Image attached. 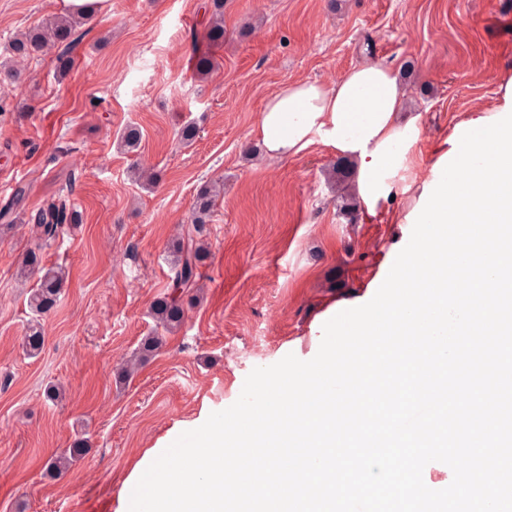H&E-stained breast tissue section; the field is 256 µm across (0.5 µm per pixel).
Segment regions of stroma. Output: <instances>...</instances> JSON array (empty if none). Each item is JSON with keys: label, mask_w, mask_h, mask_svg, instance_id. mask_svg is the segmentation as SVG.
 <instances>
[{"label": "stroma", "mask_w": 512, "mask_h": 512, "mask_svg": "<svg viewBox=\"0 0 512 512\" xmlns=\"http://www.w3.org/2000/svg\"><path fill=\"white\" fill-rule=\"evenodd\" d=\"M67 6L0 0V63L15 35ZM212 11V0H108L78 28L67 69L50 54L0 81V182L10 185L0 207L14 206L0 220V512H117L148 449L237 412L260 381L315 356V318L386 275L402 200L388 220L340 211L357 177L331 179L339 156L318 143L285 160L251 157V131L282 83H330L368 61L402 72L404 112L421 128L402 186L427 179L434 146L497 102L512 67V0H224L216 46L201 40ZM198 50L216 61L212 74L195 72ZM187 125L199 130L189 145ZM129 126L142 136L135 157L116 142ZM137 157L153 167V188L133 174ZM217 179L199 298L162 332L151 307L167 292L170 244ZM61 193L76 220L42 260L68 280L39 316L28 304L36 278L20 274L26 224ZM34 321L44 344L31 357ZM157 333L162 347L118 380L122 360ZM80 438L75 465L47 469Z\"/></svg>", "instance_id": "35a3bbf8"}]
</instances>
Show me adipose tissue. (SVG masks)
<instances>
[{"instance_id":"obj_1","label":"adipose tissue","mask_w":512,"mask_h":512,"mask_svg":"<svg viewBox=\"0 0 512 512\" xmlns=\"http://www.w3.org/2000/svg\"><path fill=\"white\" fill-rule=\"evenodd\" d=\"M405 93L397 70L380 62L353 67L336 82L294 81L269 95L252 130L267 157L285 159L319 143L359 161L358 188L363 208L376 215L393 193V169L420 139L417 118L401 120ZM432 177L405 187L406 205L401 223L416 230L402 242L387 279L373 280L367 293L340 308H329L319 327L323 355L319 361L285 369L276 378L255 386L251 401L235 415H224L200 425L185 448L148 451L127 478V493L119 512H224V493L236 489L241 470L254 455L242 434L259 418L288 415L289 396L322 389L343 396L350 384L344 376H326L335 365L337 348H351L376 335L375 323L385 312L401 314L406 326L391 330L389 339L406 342L430 327L437 345L434 367L448 362V339L457 335L468 317L464 302L445 306L441 286L425 289L426 301L417 304L408 289L421 264L436 251L452 249L466 257L481 222L511 224L512 209L500 206L466 213L449 208V200L492 190L495 198H512V75L500 85V100L472 112L434 150ZM394 359L402 368L401 400L385 426L393 448L403 461L395 483L399 512H421L419 484L413 472L430 457L433 448L420 444L413 423L415 385L419 380L409 351ZM311 433L321 440L298 460L305 475L294 493L318 487L326 472L338 471L337 447H349V437H337L336 420L326 402L309 408Z\"/></svg>"}]
</instances>
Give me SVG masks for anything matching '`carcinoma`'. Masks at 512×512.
<instances>
[{"label": "carcinoma", "mask_w": 512, "mask_h": 512, "mask_svg": "<svg viewBox=\"0 0 512 512\" xmlns=\"http://www.w3.org/2000/svg\"><path fill=\"white\" fill-rule=\"evenodd\" d=\"M213 20L207 26L203 38L210 44L224 42V0H214ZM88 17L85 12H68L55 16L36 31L14 37L10 44L12 56L18 61L42 56L52 49L69 48L77 27ZM223 184L214 183L201 188L194 199L189 223L182 227L173 248L171 275L167 296L153 307V314L164 329L171 331L184 318L185 298L198 291L201 267L206 258L203 233L206 218L217 205V194ZM75 220V211L68 197L60 195L42 205L30 215L33 247L22 264L21 273H38L36 288L30 294V305L38 313L45 314L55 309L60 301L67 276L60 267L47 268L41 265L40 251L55 242L64 225ZM83 448L77 443L71 448L56 452L47 461V467L56 473L68 470L82 455Z\"/></svg>", "instance_id": "1"}]
</instances>
